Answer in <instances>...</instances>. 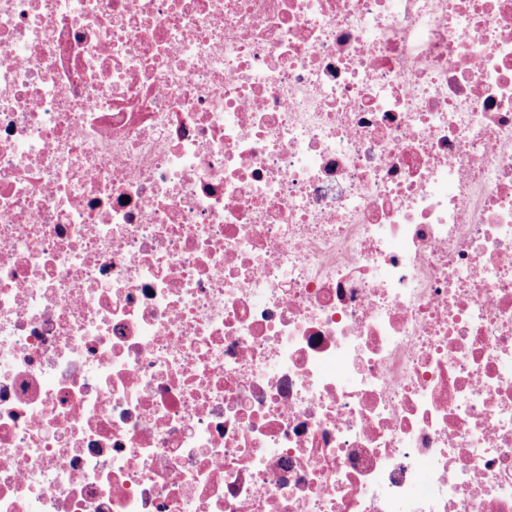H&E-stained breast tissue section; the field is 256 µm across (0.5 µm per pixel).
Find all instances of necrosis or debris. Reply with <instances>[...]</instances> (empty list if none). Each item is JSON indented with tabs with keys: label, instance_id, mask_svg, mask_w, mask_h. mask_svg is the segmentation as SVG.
<instances>
[{
	"label": "necrosis or debris",
	"instance_id": "necrosis-or-debris-1",
	"mask_svg": "<svg viewBox=\"0 0 512 512\" xmlns=\"http://www.w3.org/2000/svg\"><path fill=\"white\" fill-rule=\"evenodd\" d=\"M0 512H512V0H0Z\"/></svg>",
	"mask_w": 512,
	"mask_h": 512
}]
</instances>
